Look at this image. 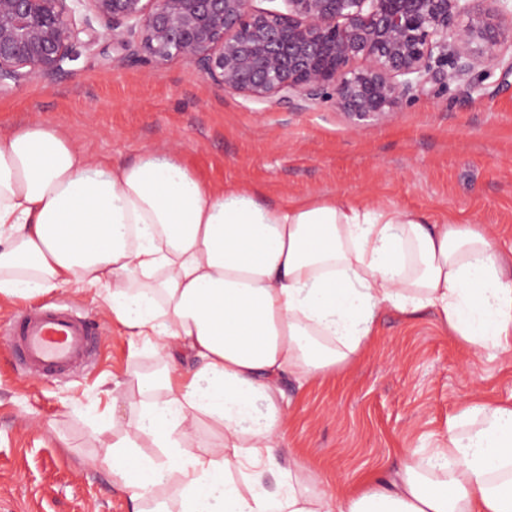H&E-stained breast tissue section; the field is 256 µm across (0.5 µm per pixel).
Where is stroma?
I'll list each match as a JSON object with an SVG mask.
<instances>
[{"instance_id":"obj_1","label":"stroma","mask_w":512,"mask_h":512,"mask_svg":"<svg viewBox=\"0 0 512 512\" xmlns=\"http://www.w3.org/2000/svg\"><path fill=\"white\" fill-rule=\"evenodd\" d=\"M26 120L62 129L100 157L175 152L202 179L258 186L271 202L339 194L418 209L441 224H482L512 247V76L498 68L434 84L391 121L354 129L332 103L254 101L182 59L147 65L102 38L53 81L0 92V133ZM32 304L94 320L97 358L65 375L20 367L6 328ZM153 362L98 290L70 285L1 302L0 512H128L102 463L98 424L113 379ZM282 387L292 401L290 447L266 489L297 462L314 471L318 489L348 491L427 457L466 405L512 401V356L467 350L431 310L410 320L389 312L356 360Z\"/></svg>"}]
</instances>
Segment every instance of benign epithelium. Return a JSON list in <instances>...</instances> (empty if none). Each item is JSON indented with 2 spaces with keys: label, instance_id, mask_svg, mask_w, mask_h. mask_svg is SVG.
I'll return each mask as SVG.
<instances>
[{
  "label": "benign epithelium",
  "instance_id": "7a95c632",
  "mask_svg": "<svg viewBox=\"0 0 512 512\" xmlns=\"http://www.w3.org/2000/svg\"><path fill=\"white\" fill-rule=\"evenodd\" d=\"M252 2L0 0V84L51 80L103 35L253 100H331L358 128L390 121L431 83L478 67L512 74L498 50L512 42V0H283V12Z\"/></svg>",
  "mask_w": 512,
  "mask_h": 512
}]
</instances>
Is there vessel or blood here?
Listing matches in <instances>:
<instances>
[{"mask_svg": "<svg viewBox=\"0 0 512 512\" xmlns=\"http://www.w3.org/2000/svg\"><path fill=\"white\" fill-rule=\"evenodd\" d=\"M7 334L21 366L55 372L97 355V331L87 319L60 307L12 317Z\"/></svg>", "mask_w": 512, "mask_h": 512, "instance_id": "vessel-or-blood-1", "label": "vessel or blood"}]
</instances>
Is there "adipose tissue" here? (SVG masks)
Here are the masks:
<instances>
[{
	"mask_svg": "<svg viewBox=\"0 0 512 512\" xmlns=\"http://www.w3.org/2000/svg\"><path fill=\"white\" fill-rule=\"evenodd\" d=\"M71 284L102 287L159 360L113 380L107 405L130 512H512V402L467 405L425 463L354 491L317 490L301 464L263 487L285 444L282 378L347 364L384 312L429 309L470 350L512 353V250L484 225L342 195L271 203L174 153L104 161L26 122L0 136V299ZM203 419L213 441L196 452Z\"/></svg>",
	"mask_w": 512,
	"mask_h": 512,
	"instance_id": "adipose-tissue-1",
	"label": "adipose tissue"
}]
</instances>
